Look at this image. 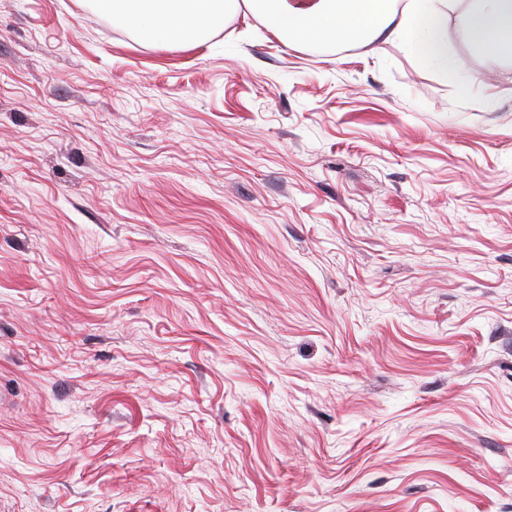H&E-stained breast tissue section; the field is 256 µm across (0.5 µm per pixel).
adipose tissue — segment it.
<instances>
[{"label":"adipose tissue","mask_w":512,"mask_h":512,"mask_svg":"<svg viewBox=\"0 0 512 512\" xmlns=\"http://www.w3.org/2000/svg\"><path fill=\"white\" fill-rule=\"evenodd\" d=\"M113 22L162 43H192L239 11L288 43L385 44L419 54L441 71L448 57V16L460 13L488 53L512 55V0H104Z\"/></svg>","instance_id":"1"}]
</instances>
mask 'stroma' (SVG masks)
I'll return each instance as SVG.
<instances>
[{
    "label": "stroma",
    "mask_w": 512,
    "mask_h": 512,
    "mask_svg": "<svg viewBox=\"0 0 512 512\" xmlns=\"http://www.w3.org/2000/svg\"><path fill=\"white\" fill-rule=\"evenodd\" d=\"M448 55L0 0V512H512V58Z\"/></svg>",
    "instance_id": "obj_1"
}]
</instances>
